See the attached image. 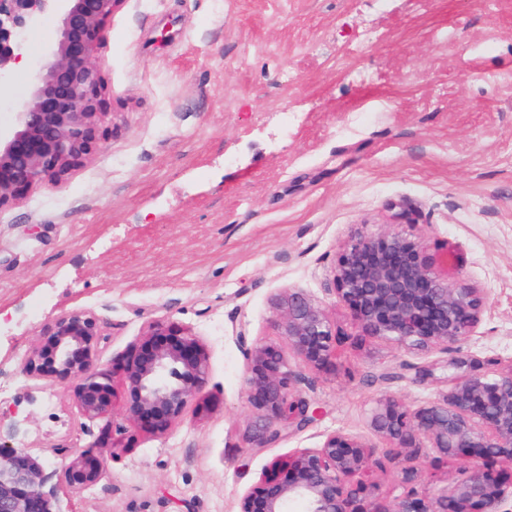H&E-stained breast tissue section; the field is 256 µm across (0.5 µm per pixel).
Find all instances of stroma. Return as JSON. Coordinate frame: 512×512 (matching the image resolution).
Returning <instances> with one entry per match:
<instances>
[{
	"label": "stroma",
	"mask_w": 512,
	"mask_h": 512,
	"mask_svg": "<svg viewBox=\"0 0 512 512\" xmlns=\"http://www.w3.org/2000/svg\"><path fill=\"white\" fill-rule=\"evenodd\" d=\"M112 119L57 189L0 212V438L121 447L60 512H237L270 464L345 430L375 448L381 501L401 449L374 436L377 400L417 407L440 360L361 337L330 291L364 229L415 232L439 271L483 291L464 352L512 365V0H122L102 50ZM413 221L393 224L391 202ZM298 288L348 339L312 371L277 329L271 297ZM92 309L111 368L156 319L207 345L217 400L164 437L122 414L84 422L61 386L19 361L62 312ZM277 347L322 415L246 449L239 334Z\"/></svg>",
	"instance_id": "stroma-1"
}]
</instances>
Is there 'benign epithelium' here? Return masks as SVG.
I'll return each instance as SVG.
<instances>
[{"label":"benign epithelium","instance_id":"obj_1","mask_svg":"<svg viewBox=\"0 0 512 512\" xmlns=\"http://www.w3.org/2000/svg\"><path fill=\"white\" fill-rule=\"evenodd\" d=\"M121 0H0V94L10 91L12 69L22 60L26 35L44 22L58 23L56 39L37 61L24 98L0 125V211L20 203L32 189L56 188L99 148L100 129L112 118L105 100L100 52L107 23ZM435 257L418 234L365 231L338 256L332 270L335 299L344 304L362 335L407 350L443 355L446 389L415 408L395 396L378 400L370 416L373 433L405 449L392 503H380L369 473L378 463L372 444L337 430L315 448H297L271 464L240 499L238 512H507L512 477L493 468L512 463V365L496 369L461 350L482 320L487 301L478 288L434 270ZM275 323L288 346L308 367L334 366L336 348L348 336L301 291L275 296ZM47 343L20 361V373L71 389L88 421L110 414L113 372L100 368L95 347L103 326L90 310L57 317L44 329ZM245 359V401L253 416L250 448H268L285 432L301 431L318 410L297 388L299 376L271 346L238 336ZM126 419L155 435L179 424L194 405H209V353L188 327L157 320L123 354ZM411 380L434 377L432 364L409 365ZM430 448L461 459L460 476L445 488L421 493ZM45 449L15 447L0 439V512H56L54 489L46 488ZM106 461L88 453L63 460L53 473L74 490L98 482Z\"/></svg>","mask_w":512,"mask_h":512}]
</instances>
